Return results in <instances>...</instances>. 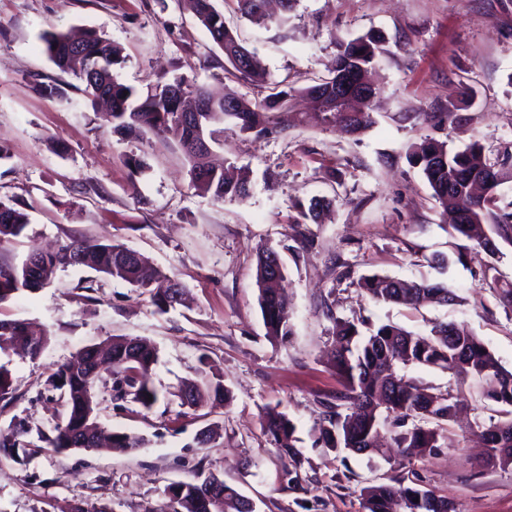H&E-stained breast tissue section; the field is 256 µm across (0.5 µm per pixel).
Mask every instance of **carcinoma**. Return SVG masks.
<instances>
[{
	"label": "carcinoma",
	"mask_w": 512,
	"mask_h": 512,
	"mask_svg": "<svg viewBox=\"0 0 512 512\" xmlns=\"http://www.w3.org/2000/svg\"><path fill=\"white\" fill-rule=\"evenodd\" d=\"M191 8L213 42L223 51L232 68L246 79L262 82L265 72L254 53L250 63L241 67L236 56L247 51L237 35L224 23V15L213 0H188ZM242 17L258 26L271 22L267 0H236ZM44 53L61 72L72 75L82 84L84 95L94 101L110 104L113 128L118 133L152 132L170 135L180 144L190 166L191 183L198 191L215 201L247 198L250 181L218 170L207 162L208 151L203 142H213L217 126L231 119L243 132L259 134L270 127L285 130L292 120L290 97L296 92L312 95L315 88L328 92L318 106L325 125L339 126L359 135L373 124L370 103L357 112H343L333 105L337 79L348 73L357 80L366 79L381 54V40L373 34L338 43L334 74L319 79L314 85L290 87L273 92L263 100L249 101L243 96L227 94L213 98L208 91L186 77L158 83L144 95L120 83L114 68L122 63L121 50L95 30L76 39L68 34L47 30L42 33ZM198 105V111L187 117V99ZM408 162L426 179L432 197L453 218V231L476 243L490 257L500 253L497 242L512 244V203L497 205L498 191L512 180V146L506 145L494 160L483 154L474 142L463 149L432 138H421L411 144ZM493 168L501 180L481 194L470 192L458 181L464 173L479 180ZM331 205L330 200L313 197L302 207L304 217L313 221ZM30 223L29 214L12 204L0 201V247L12 244ZM489 231H484V228ZM278 253L261 248L256 257L258 303L267 335L286 343L293 333L288 306L279 288L270 284L272 262ZM83 266L122 280L148 293L151 303L160 311L177 304L174 295L155 286L169 281L167 274L146 268L140 254L121 244L73 239L54 253H34L18 265H0V304L23 292H34L52 283L60 267ZM358 287L375 302L397 303L417 307L425 303L450 304L456 295L439 283L405 281L380 274L364 275ZM500 303L512 310V284L492 278ZM49 342L46 334H37L23 322L0 319V354L21 350L31 358L38 357ZM158 362V351L137 338L114 339L97 346H87L73 360L62 365L52 376V386L64 394L67 415L54 427V435L39 434L41 442L54 453H62L71 445L102 433L95 404L89 402L100 372L106 371L114 381L115 399L129 400L144 409L152 408L161 393L152 381ZM437 367L453 376H469L486 383L485 399L501 406L499 419L489 424H476L485 439L489 460L503 468H512V370L503 367L484 342L463 324L437 323L429 334H419L392 324H382L362 333L350 321L336 322L334 365L343 380V390L334 402L326 405L318 421V439L325 447L362 454L375 450V435L381 426L397 428L394 436L400 453L411 448H434L438 430L445 428L455 414V396L449 389L425 385L399 374L395 364ZM264 429L278 448L282 458L298 468L303 456L296 448V427L287 414L268 408L263 416ZM28 434L23 422L14 425L8 435H0V448H27L21 437ZM111 447L126 450L139 448L144 439L115 431L109 436ZM213 474L197 472L190 480L180 481V491L169 497L172 512H208L204 498ZM362 512H456L448 498L433 491L406 486L394 479L389 483L368 485L361 489ZM223 512H254L249 499L231 485H224Z\"/></svg>",
	"instance_id": "cac0c4a2"
}]
</instances>
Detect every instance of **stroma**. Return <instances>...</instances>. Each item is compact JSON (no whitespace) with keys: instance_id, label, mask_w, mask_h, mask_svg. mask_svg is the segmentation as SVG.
Wrapping results in <instances>:
<instances>
[{"instance_id":"obj_1","label":"stroma","mask_w":512,"mask_h":512,"mask_svg":"<svg viewBox=\"0 0 512 512\" xmlns=\"http://www.w3.org/2000/svg\"><path fill=\"white\" fill-rule=\"evenodd\" d=\"M225 24L254 52L265 84L239 77L185 0H0V200L30 204V223L0 250L19 264L68 238L119 243L185 287L184 303L161 312L137 288L84 267L58 269L53 283L0 304V318L45 329L38 358L14 357L12 400H0V428L23 420L29 440L51 432L66 407L51 375L85 346L113 336L144 338L159 351L151 409L114 400L113 380L96 383L97 420L106 430L146 439L133 452L73 450L11 458L0 454V512H69L106 503L113 512H167L165 486L212 473L255 501L259 512H362L360 489L408 477L454 502L460 512H512V470L489 464L470 425L495 418L473 383L437 368L407 376L451 389L461 406L431 451L400 458L392 450L347 456L316 446L325 401L341 390L330 361L335 320L393 324L428 333L458 322L512 370V312L485 281L487 269L512 281V245L489 257L453 232L427 181L406 158L420 138L461 149L479 142L496 157L512 142V0H296L286 26L259 27L235 0H215ZM93 29L121 50L116 71L143 94L157 82L188 77L215 95L262 100L272 87H299L329 76L336 44L382 38L372 75L373 125L357 137L322 123L304 97L299 117L264 135L225 121L215 162L245 168V200L213 201L190 183L178 142L145 133L120 137L77 80L46 57L40 35ZM44 84L62 93L41 92ZM453 113L440 123L435 114ZM65 152H58L57 143ZM142 161L135 169L134 161ZM331 199L321 221L299 203ZM279 252L294 334L266 335L257 302L256 253ZM378 273L448 285L458 304L377 303L357 286ZM220 375L224 402L182 405L185 382ZM275 407L296 426L304 457L292 478L266 435ZM217 432L205 447L194 436Z\"/></svg>"}]
</instances>
